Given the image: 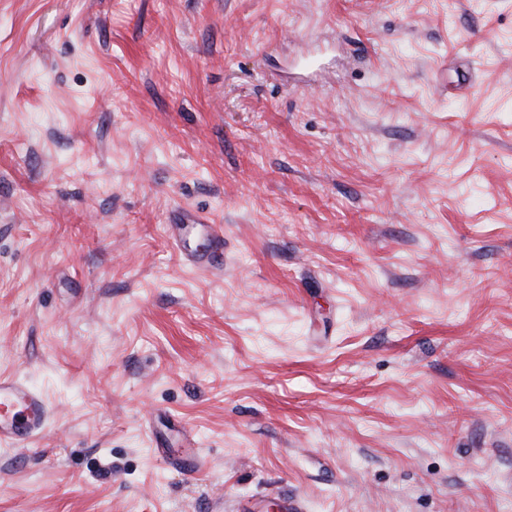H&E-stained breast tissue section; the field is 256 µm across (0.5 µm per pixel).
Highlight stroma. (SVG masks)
I'll list each match as a JSON object with an SVG mask.
<instances>
[{"instance_id":"35a3bbf8","label":"stroma","mask_w":512,"mask_h":512,"mask_svg":"<svg viewBox=\"0 0 512 512\" xmlns=\"http://www.w3.org/2000/svg\"><path fill=\"white\" fill-rule=\"evenodd\" d=\"M0 373V512H512V0H0ZM197 225H205L208 228L210 238L209 248L202 254H189L185 257L189 263L208 271H224V230L219 224H209V221L202 217L192 216L180 224L171 225V236L173 241L180 245L191 229ZM51 412L42 393L16 376L0 375V443L24 447L39 436Z\"/></svg>"}]
</instances>
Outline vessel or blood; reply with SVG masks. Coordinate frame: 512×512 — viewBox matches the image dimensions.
<instances>
[{"mask_svg": "<svg viewBox=\"0 0 512 512\" xmlns=\"http://www.w3.org/2000/svg\"><path fill=\"white\" fill-rule=\"evenodd\" d=\"M208 228L209 248L201 254L188 255L189 263L208 271L224 269V230L219 224H206L204 218L193 216L172 225L174 242H182L195 226ZM51 412L42 393L31 388L17 377L0 375V443L14 447L25 446L39 436Z\"/></svg>", "mask_w": 512, "mask_h": 512, "instance_id": "obj_1", "label": "vessel or blood"}]
</instances>
